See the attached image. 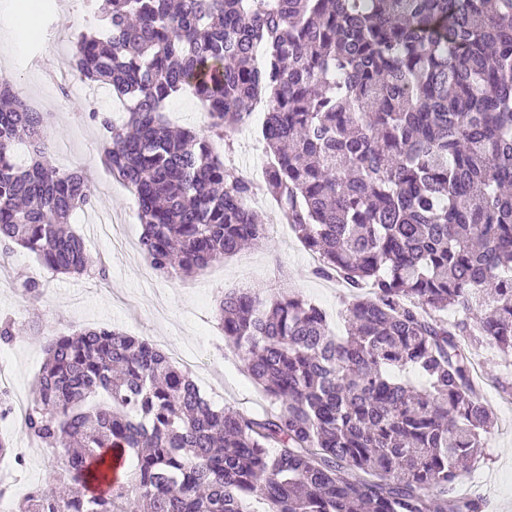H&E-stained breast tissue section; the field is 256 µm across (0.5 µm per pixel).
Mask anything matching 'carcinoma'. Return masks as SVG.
Returning <instances> with one entry per match:
<instances>
[{"mask_svg": "<svg viewBox=\"0 0 512 512\" xmlns=\"http://www.w3.org/2000/svg\"><path fill=\"white\" fill-rule=\"evenodd\" d=\"M80 79L126 106L88 117L162 275L199 272L266 225L214 139L268 102L264 191L315 274L371 289L336 335L316 304L238 288L216 306L271 397L213 406L144 339L104 327L44 344L28 439L60 462L26 512H480L452 491L493 415L464 339L512 353V0H93ZM191 93L207 134L166 118ZM48 117L0 85V256L89 274L84 177L50 165ZM26 160L17 161L19 147ZM457 307L453 325L439 313ZM412 368L417 388L393 377ZM132 465L113 471L112 452Z\"/></svg>", "mask_w": 512, "mask_h": 512, "instance_id": "1", "label": "carcinoma"}]
</instances>
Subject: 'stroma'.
<instances>
[{"label":"stroma","mask_w":512,"mask_h":512,"mask_svg":"<svg viewBox=\"0 0 512 512\" xmlns=\"http://www.w3.org/2000/svg\"><path fill=\"white\" fill-rule=\"evenodd\" d=\"M47 23L50 31L45 45L25 62L20 61L11 34L0 29V79L9 82L30 108L49 113L51 162L62 169L82 171L87 177L94 205L77 211L71 224L90 258L104 264L106 274H52L25 250H16L8 266L0 269V313L10 314L23 327L41 321L49 333L107 326L157 346L166 348L174 343L192 349L197 366L191 374L214 405L262 414L270 408L271 399L250 381L238 351L225 345L216 320L218 298L241 287L265 295L284 283L319 306L341 335L353 300L350 288L339 280L315 275L311 252L264 193L254 205L261 222L268 226L269 238L263 245L189 276L149 273L139 245L142 226L135 201L100 162V132L88 118L91 102L84 83L77 79L68 89L60 87L61 74L71 70L75 34L96 27L97 22L84 13L82 0H63ZM265 118V113H252L247 124L230 130L226 137L229 160L256 181L264 177L259 131ZM27 276L44 281L46 294L41 301H31L17 290V281ZM7 352L10 390L23 405H30L44 349L22 334ZM470 352L494 422L483 435L480 457L456 492L478 497L480 512H512V356L503 357L486 342L471 347ZM4 432L14 447L28 451L25 467L9 470L11 501L16 504L30 487L52 483V467L44 454L29 451L20 426H7Z\"/></svg>","instance_id":"1"}]
</instances>
